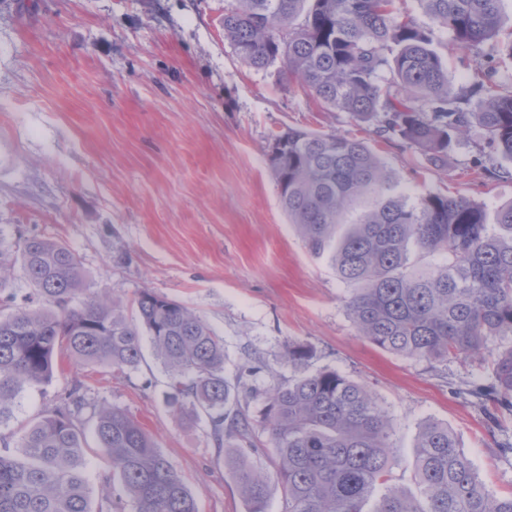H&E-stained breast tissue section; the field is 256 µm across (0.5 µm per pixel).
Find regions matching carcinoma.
<instances>
[{"instance_id":"carcinoma-1","label":"carcinoma","mask_w":512,"mask_h":512,"mask_svg":"<svg viewBox=\"0 0 512 512\" xmlns=\"http://www.w3.org/2000/svg\"><path fill=\"white\" fill-rule=\"evenodd\" d=\"M397 0H228L224 38L248 67L280 63L334 112H347L385 139L419 149L443 167L474 125L512 179V63L505 0H418L430 24ZM473 65L455 85L438 45ZM270 161L280 204L309 252L328 254L354 286L346 304L358 332L377 347L428 363L492 357V376L467 394L512 412V201L489 217L462 195L411 197L362 140L290 129L273 138ZM20 263L30 292L6 291ZM77 254L37 236L0 239V426L22 393L49 383L62 359L135 372L149 337L166 376L165 400L181 417L205 420L231 464L242 497L265 512L269 482L283 512H512L481 481L448 426L426 421L415 435V491L392 483L393 425L378 398L336 370L309 371L312 347L291 342L293 375L263 392L224 375V337L199 315L151 290L133 314L87 294ZM261 403L259 418L241 400ZM268 431L274 475L248 461L256 424ZM108 461L109 488L93 509L84 467L88 434ZM200 512L194 494L143 425L101 402L75 378L19 437L0 434V512Z\"/></svg>"}]
</instances>
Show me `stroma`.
<instances>
[{
  "mask_svg": "<svg viewBox=\"0 0 512 512\" xmlns=\"http://www.w3.org/2000/svg\"><path fill=\"white\" fill-rule=\"evenodd\" d=\"M226 0H0V233L40 236L78 255L92 294L131 304L152 290L224 338V374L265 390L292 371L289 342L366 385L393 424V474L409 483L426 421L447 425L486 487L512 495V413L465 396L490 359L427 363L386 352L348 316L352 286L312 255L281 208L274 135L339 133L371 145L413 194H461L496 208L512 180L486 172L479 129L427 164L327 110L279 66H245L224 37ZM138 371L67 364L27 389L18 429L73 377L140 421L196 496L200 512H249L204 423L173 414L151 345ZM263 369L241 375L247 356Z\"/></svg>",
  "mask_w": 512,
  "mask_h": 512,
  "instance_id": "1",
  "label": "stroma"
}]
</instances>
